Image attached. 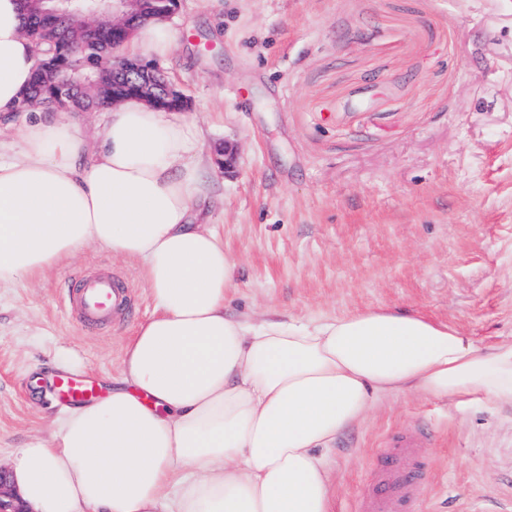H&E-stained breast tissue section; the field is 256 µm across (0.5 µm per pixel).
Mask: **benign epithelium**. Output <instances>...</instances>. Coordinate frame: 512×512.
<instances>
[{
  "mask_svg": "<svg viewBox=\"0 0 512 512\" xmlns=\"http://www.w3.org/2000/svg\"><path fill=\"white\" fill-rule=\"evenodd\" d=\"M43 14L52 21L68 23L79 20L91 28L112 23V39L123 43L137 27L142 13L148 9L156 12L155 18L167 20L175 12L178 0H39ZM88 66L99 76L107 72L123 78L135 96L155 108L164 103H178L184 108L190 101L172 84L155 76L153 66L139 60L121 56H93ZM80 81L63 79L57 85L56 104L60 112H73L74 92ZM17 497L8 486L5 471L0 467V512H23L16 504Z\"/></svg>",
  "mask_w": 512,
  "mask_h": 512,
  "instance_id": "obj_1",
  "label": "benign epithelium"
}]
</instances>
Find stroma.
<instances>
[{
  "label": "stroma",
  "instance_id": "obj_1",
  "mask_svg": "<svg viewBox=\"0 0 512 512\" xmlns=\"http://www.w3.org/2000/svg\"><path fill=\"white\" fill-rule=\"evenodd\" d=\"M159 66L190 99L207 217L238 262L229 312L293 318L403 308L482 349L512 343V0H178ZM238 150L224 174L216 150ZM110 270L132 316L87 331L60 299ZM154 304L137 263L85 247L0 285V463L50 436L53 375L110 386ZM431 437L413 512H504L512 404L399 395L330 456L351 512L389 435Z\"/></svg>",
  "mask_w": 512,
  "mask_h": 512
}]
</instances>
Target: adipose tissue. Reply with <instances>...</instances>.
Instances as JSON below:
<instances>
[{
	"mask_svg": "<svg viewBox=\"0 0 512 512\" xmlns=\"http://www.w3.org/2000/svg\"><path fill=\"white\" fill-rule=\"evenodd\" d=\"M19 0H0V115L15 117L37 63ZM180 34L137 28L131 59ZM0 141V283L32 281L95 245L140 263L156 313L126 345L111 394L52 439L14 450L27 512H332L337 439L400 394L512 402V344L478 348L402 309L260 321L226 301L237 263L204 227L199 134L140 99L86 137L45 109Z\"/></svg>",
	"mask_w": 512,
	"mask_h": 512,
	"instance_id": "1",
	"label": "adipose tissue"
}]
</instances>
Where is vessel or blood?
I'll return each mask as SVG.
<instances>
[{"label":"vessel or blood","instance_id":"1","mask_svg":"<svg viewBox=\"0 0 512 512\" xmlns=\"http://www.w3.org/2000/svg\"><path fill=\"white\" fill-rule=\"evenodd\" d=\"M129 308L126 291L112 275L96 273L75 279L62 300L65 313H77L86 329L124 318ZM56 391L69 403L86 402L100 395L98 384L84 377L59 375ZM425 438L416 432L390 436L376 465L379 481L355 502L354 512H398L425 484L426 470L417 455Z\"/></svg>","mask_w":512,"mask_h":512}]
</instances>
